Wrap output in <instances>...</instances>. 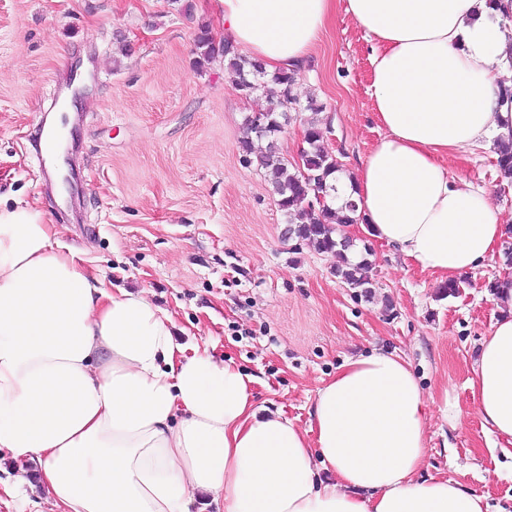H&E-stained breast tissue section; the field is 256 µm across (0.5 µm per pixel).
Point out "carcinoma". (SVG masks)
<instances>
[{
	"label": "carcinoma",
	"instance_id": "carcinoma-1",
	"mask_svg": "<svg viewBox=\"0 0 512 512\" xmlns=\"http://www.w3.org/2000/svg\"><path fill=\"white\" fill-rule=\"evenodd\" d=\"M195 46L199 51V64L203 65L217 58L227 62V67L236 76L238 90L249 100L264 93L268 80L278 86L275 103L246 117V136L239 141V150L247 162L252 154L253 138L268 141V152L261 158L260 163L266 170L278 205L287 217V224L293 229L292 235L314 243L323 253L336 256V276L349 287L361 290L363 296L371 297L373 284L366 276L369 263L364 257L358 261L348 257V251L354 247V242L337 228L339 224L360 222L355 204L347 202L344 210L338 212L313 200L315 187L327 197L336 192L331 176L341 169L336 157L322 146L324 127L311 121L304 129L306 147L301 150L305 166L303 173L288 158L280 155L276 147L283 132L284 120L288 119L287 105L297 102L293 94L295 74L280 70L270 77L267 76L261 64L241 55L233 44L226 41L215 42L206 26L197 32ZM497 166L501 177L512 180V137L500 143Z\"/></svg>",
	"mask_w": 512,
	"mask_h": 512
}]
</instances>
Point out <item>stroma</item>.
<instances>
[{"label":"stroma","mask_w":512,"mask_h":512,"mask_svg":"<svg viewBox=\"0 0 512 512\" xmlns=\"http://www.w3.org/2000/svg\"><path fill=\"white\" fill-rule=\"evenodd\" d=\"M0 0V200L36 204L62 242L110 288L145 291L170 312L187 350L208 349L253 375L256 406L308 428L317 390L349 357L405 356L428 400L429 452L419 479L442 477L512 512V457L496 448L470 390L472 365L495 307L488 283L500 259L468 273L456 296L353 224L369 245L373 298L348 288L336 258L284 236L287 219L258 161L238 142L255 109L223 60L198 65L195 36L222 34L215 0ZM127 43L120 51L119 43ZM369 45L337 11L296 81L300 102L278 140L303 147L309 119L324 147L353 171L382 130L367 94ZM62 113V157L42 148L47 118ZM450 174L494 188L512 216V183L494 155L449 158ZM37 463L0 454V512H47Z\"/></svg>","instance_id":"35a3bbf8"}]
</instances>
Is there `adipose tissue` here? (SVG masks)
<instances>
[{"instance_id":"obj_1","label":"adipose tissue","mask_w":512,"mask_h":512,"mask_svg":"<svg viewBox=\"0 0 512 512\" xmlns=\"http://www.w3.org/2000/svg\"><path fill=\"white\" fill-rule=\"evenodd\" d=\"M223 37L268 72L301 71L336 0H217ZM370 45L383 129L343 184L375 238L453 281L496 257L512 225L447 158L512 135V0H347ZM470 389L512 446V274ZM141 292L110 291L35 206L0 205V453L37 461L56 512H488L461 482L417 480L428 405L407 359H348L301 429L259 414L253 376L186 354Z\"/></svg>"}]
</instances>
